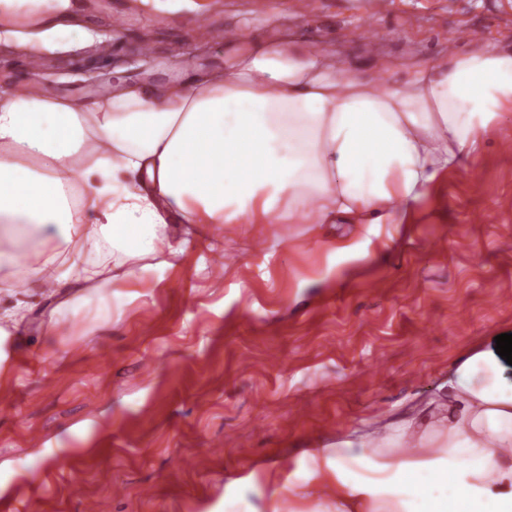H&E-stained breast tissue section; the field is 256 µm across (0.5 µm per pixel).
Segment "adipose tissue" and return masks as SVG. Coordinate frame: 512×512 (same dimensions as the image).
<instances>
[{"label": "adipose tissue", "instance_id": "adipose-tissue-1", "mask_svg": "<svg viewBox=\"0 0 512 512\" xmlns=\"http://www.w3.org/2000/svg\"><path fill=\"white\" fill-rule=\"evenodd\" d=\"M512 110V53L459 54L382 89L285 40L162 94L121 87L111 107L31 90L0 101V220L79 235L101 263L134 247L178 256L184 224H407L461 159L478 162ZM83 205L101 222L76 226ZM512 365L471 350L385 447L362 437L307 451L278 512H512ZM469 463H462L463 451Z\"/></svg>", "mask_w": 512, "mask_h": 512}]
</instances>
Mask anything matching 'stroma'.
Masks as SVG:
<instances>
[{"label":"stroma","instance_id":"35a3bbf8","mask_svg":"<svg viewBox=\"0 0 512 512\" xmlns=\"http://www.w3.org/2000/svg\"><path fill=\"white\" fill-rule=\"evenodd\" d=\"M43 0L0 26V76L77 102L222 73L249 37L296 40L396 86L447 55L512 52V0ZM90 31L51 44L56 25ZM232 31L218 41L214 27ZM80 287L15 281L25 228L0 236V280L28 311L0 378V512H223L227 482L287 480L309 448L416 415L471 349L512 333V111L476 166L448 173L408 224H201ZM54 334L44 335L49 318Z\"/></svg>","mask_w":512,"mask_h":512}]
</instances>
